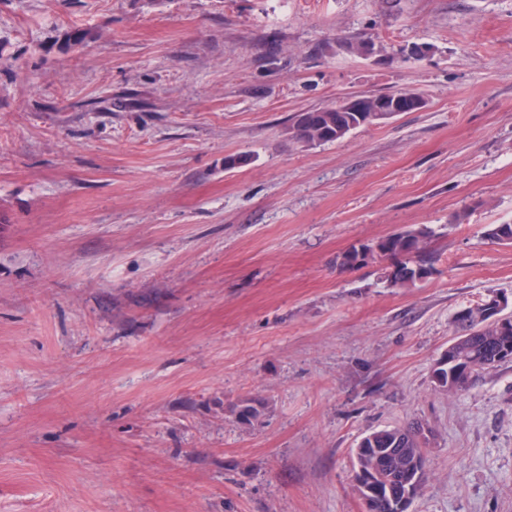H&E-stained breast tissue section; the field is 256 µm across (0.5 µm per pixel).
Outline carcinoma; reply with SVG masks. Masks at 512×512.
<instances>
[{"instance_id": "obj_1", "label": "carcinoma", "mask_w": 512, "mask_h": 512, "mask_svg": "<svg viewBox=\"0 0 512 512\" xmlns=\"http://www.w3.org/2000/svg\"><path fill=\"white\" fill-rule=\"evenodd\" d=\"M336 49L348 53L365 56L375 52V47H366L364 41L341 40L336 42ZM401 92L368 93L363 95V111L349 112L341 101L331 106L297 112L290 119L288 135L304 146L333 142L345 137L350 132L366 126L377 125L383 121L384 111L399 109L396 97ZM490 239L512 244V224H491L486 229ZM432 231L427 228L405 230L387 235L375 242L359 247L352 246L340 257L338 264L342 268L356 269L364 266L359 249L363 248L372 257L386 258L395 261L383 273L385 282L390 287L412 288L423 281L431 273L432 258L427 253L428 240ZM461 321L467 323L456 334V343L446 351L449 362L439 369V377L443 383L439 388L448 390V374H453L456 388L451 393L457 394L469 386L472 378L482 371L494 369L505 363L501 352L512 349V337L503 336L481 318L480 310L469 306ZM264 410V402L256 398H246L234 409L236 418L251 424L257 420ZM361 445L368 452L356 459V464L365 472L377 479L382 485L406 480L415 481L419 490H424L428 481V473L424 468L397 469L395 460L414 458L420 448L415 439L413 427L374 430L361 438Z\"/></svg>"}]
</instances>
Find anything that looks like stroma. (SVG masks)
I'll return each instance as SVG.
<instances>
[{
	"instance_id": "35a3bbf8",
	"label": "stroma",
	"mask_w": 512,
	"mask_h": 512,
	"mask_svg": "<svg viewBox=\"0 0 512 512\" xmlns=\"http://www.w3.org/2000/svg\"><path fill=\"white\" fill-rule=\"evenodd\" d=\"M509 222L512 0H0V512H363L357 443L416 423L411 512H512V362L432 378L456 311L512 301ZM420 227L416 287L337 263ZM408 92L364 94L363 112H348L342 101L331 106L297 112L290 119L288 135L303 146L339 140L360 127L378 125L385 120L382 116L387 113H398L382 111L399 110L400 104L395 97ZM401 98L416 110L425 105L423 98L418 95H401Z\"/></svg>"
}]
</instances>
